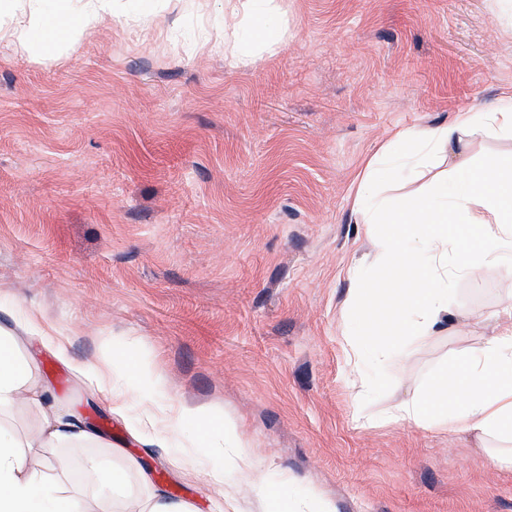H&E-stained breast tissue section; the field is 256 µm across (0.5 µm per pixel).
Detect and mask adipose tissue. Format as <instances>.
<instances>
[{
	"instance_id": "1",
	"label": "adipose tissue",
	"mask_w": 512,
	"mask_h": 512,
	"mask_svg": "<svg viewBox=\"0 0 512 512\" xmlns=\"http://www.w3.org/2000/svg\"><path fill=\"white\" fill-rule=\"evenodd\" d=\"M112 0H81L70 11L63 0L46 10L44 0H0V19L12 20L11 36L37 38L39 47L60 44L74 29H93L110 11ZM276 0H224V13L250 25L257 44L274 46L280 36L269 30L265 19ZM496 135L512 136V93L501 97L494 111L455 113L448 125L431 131L400 130V143L419 145L417 165H425L435 150H447L445 179L455 184L452 198L427 188L403 205L366 214L372 188L390 172L378 158L367 160L353 193L354 214H366L369 234L383 258V276L362 281L359 263L348 268L358 279L360 292L351 298L368 338L392 342L403 336L426 342L448 320V285L477 266L498 264L512 251V156H486L472 165L470 140ZM482 205L491 221L477 222L474 205ZM506 320L492 336L450 366L437 371L421 394L396 404L387 422L471 433L478 439L495 437L512 441V294L503 305ZM67 339L44 327L28 310H20L11 327H0V512H194L192 504L168 501L157 490L133 499L129 476L142 473L139 461L124 449L91 431L72 413L48 399L49 391L38 378V362L32 346L66 356ZM142 383L141 398H151L156 376L152 361L127 350L104 361L90 384L109 394L111 409L121 412L125 393L114 390L118 376ZM36 414L33 430L21 432L10 423L18 405ZM75 448L87 456L73 458ZM104 448L107 460L94 451ZM82 468L88 484L74 481Z\"/></svg>"
}]
</instances>
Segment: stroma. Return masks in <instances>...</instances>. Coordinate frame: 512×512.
I'll return each mask as SVG.
<instances>
[{"instance_id":"35a3bbf8","label":"stroma","mask_w":512,"mask_h":512,"mask_svg":"<svg viewBox=\"0 0 512 512\" xmlns=\"http://www.w3.org/2000/svg\"><path fill=\"white\" fill-rule=\"evenodd\" d=\"M273 51L207 45L224 0H117L57 54L0 43V322L32 309L68 362L33 347L50 400L136 456L195 512H512V464L468 433L383 423L478 346L512 259L455 278L441 335L391 346L344 318L347 269L379 251L351 216L364 161L394 131L492 111L512 89V0H279ZM383 201L415 194L399 152ZM364 355L346 381L347 341ZM132 349L166 402L235 430L197 464L194 432L136 435L150 403L112 413L84 371ZM245 438L280 498L241 481Z\"/></svg>"}]
</instances>
